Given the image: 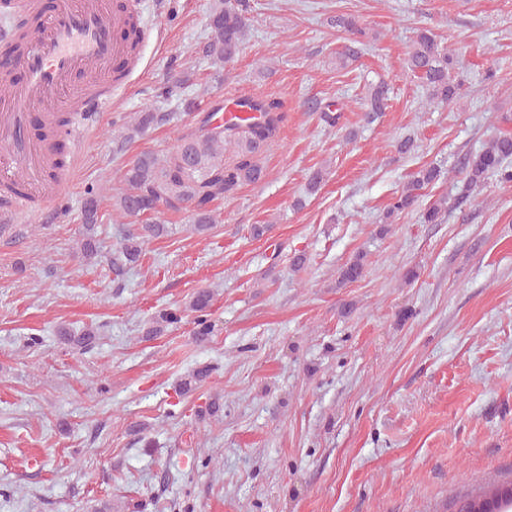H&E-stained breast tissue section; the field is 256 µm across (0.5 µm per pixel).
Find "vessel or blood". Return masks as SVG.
Returning a JSON list of instances; mask_svg holds the SVG:
<instances>
[{"label":"vessel or blood","mask_w":512,"mask_h":512,"mask_svg":"<svg viewBox=\"0 0 512 512\" xmlns=\"http://www.w3.org/2000/svg\"><path fill=\"white\" fill-rule=\"evenodd\" d=\"M136 0H58L41 28L23 41L18 53L22 80L0 73V186L16 192L0 205V239L14 242L22 224L40 216L61 196L67 167L58 165L55 139L32 131L31 109L41 106L45 124L58 113L70 120L66 150L77 158L97 115L110 111L112 95L122 89L137 56L122 33L137 16ZM126 59L127 71L111 67Z\"/></svg>","instance_id":"vessel-or-blood-1"}]
</instances>
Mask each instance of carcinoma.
I'll return each instance as SVG.
<instances>
[{
  "mask_svg": "<svg viewBox=\"0 0 512 512\" xmlns=\"http://www.w3.org/2000/svg\"><path fill=\"white\" fill-rule=\"evenodd\" d=\"M248 0H216L208 18V36L205 54L213 63H228L241 51L249 27ZM41 13L25 18L18 26V41L22 42L39 28ZM408 69L430 91L432 98L448 102L455 98L458 85L451 75L453 56L437 41L428 30L417 32L407 60ZM388 101V86L379 81L369 84L365 96L366 119L376 120L385 112ZM244 114H232L221 121L208 116L202 126L184 133L177 145L167 152L143 151L131 159L122 171L123 187L114 191L105 189L111 200L112 213L109 219L138 218L143 210H150L152 219L137 230L121 233L112 253L104 252L98 238L97 228L101 223L100 207L103 194L88 192L82 210L81 239L78 252L82 260L90 265L105 263L115 276L122 281L123 275L137 266L143 254V246L149 237L166 232L165 225L156 216L165 211L188 210L194 230L204 234L216 223L210 204L216 198L235 191L239 186L257 183L262 179L263 168L257 157L272 141L283 120L278 112L279 103L274 100L252 98L242 104ZM170 112H138L117 140L130 142L145 134L151 127L170 121ZM233 148L237 161L224 163L225 147ZM512 159V135L504 134L491 139L476 154L464 159V192L454 204H465L473 193L484 186L491 176H498L504 182H512V170L508 162ZM440 177L435 167L423 168L412 175L401 194L393 199L381 220L391 224L395 218L419 206L423 191ZM364 256L357 255L347 262L340 271L339 284L353 283L363 277ZM211 294L205 290L196 292L188 308L196 313L193 334L203 340L214 331L207 319ZM182 321L181 311L160 309L148 321L145 335L159 336L166 329ZM98 330L87 328L76 334L62 326L57 335L69 346L79 351L94 347ZM512 489V483L494 488L488 494L473 497L459 495L452 502L454 512H483L488 502L498 500L497 512L512 505V497L502 499L500 495Z\"/></svg>",
  "mask_w": 512,
  "mask_h": 512,
  "instance_id": "carcinoma-1",
  "label": "carcinoma"
}]
</instances>
